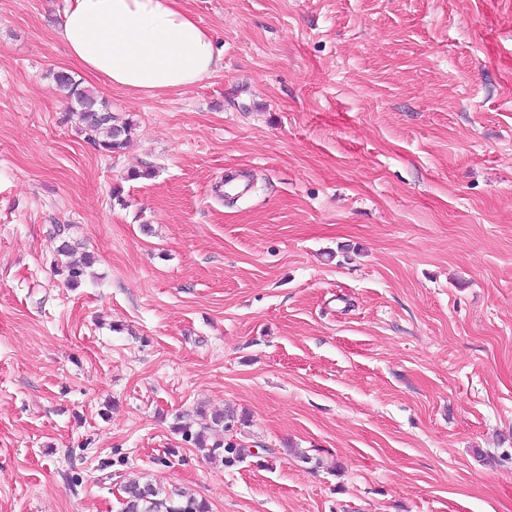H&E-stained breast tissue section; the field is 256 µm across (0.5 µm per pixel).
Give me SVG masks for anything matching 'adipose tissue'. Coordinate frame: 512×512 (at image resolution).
I'll return each mask as SVG.
<instances>
[{
  "mask_svg": "<svg viewBox=\"0 0 512 512\" xmlns=\"http://www.w3.org/2000/svg\"><path fill=\"white\" fill-rule=\"evenodd\" d=\"M56 34L85 71L138 96L200 83L221 60L181 0H66Z\"/></svg>",
  "mask_w": 512,
  "mask_h": 512,
  "instance_id": "ef3b65f1",
  "label": "adipose tissue"
}]
</instances>
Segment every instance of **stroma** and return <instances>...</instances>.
Instances as JSON below:
<instances>
[{
    "label": "stroma",
    "instance_id": "35a3bbf8",
    "mask_svg": "<svg viewBox=\"0 0 512 512\" xmlns=\"http://www.w3.org/2000/svg\"><path fill=\"white\" fill-rule=\"evenodd\" d=\"M183 5L219 69L134 97L70 59L65 0H0V512H119L135 475L211 512H512V0ZM227 407L229 467L173 429ZM52 77L56 85L66 92L67 98L78 105L71 112L76 113L82 129L94 145L108 153L122 149L130 133V124L119 121L105 106L99 105L92 93L82 89L68 72L58 70ZM59 239L60 243L57 247V253L69 259L65 263L63 270L66 273V280L72 286L78 285L92 266L93 257L88 253H82L79 257H76V249L72 241L67 237H60Z\"/></svg>",
    "mask_w": 512,
    "mask_h": 512
}]
</instances>
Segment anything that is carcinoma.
<instances>
[{
  "mask_svg": "<svg viewBox=\"0 0 512 512\" xmlns=\"http://www.w3.org/2000/svg\"><path fill=\"white\" fill-rule=\"evenodd\" d=\"M52 77L56 85L66 92L67 98L77 104L73 112L88 139L108 153L122 149L130 133V124L98 104L92 93L81 88L68 72L58 70L52 73ZM57 253L68 258L64 265L68 284L75 286L81 283L93 264L92 255H76L75 246L67 237L60 238ZM236 418L237 414L231 408L210 415L201 410L196 430L180 424L175 426V430L183 433L185 440L206 457H219L224 465L232 466L243 460L242 449L232 439L218 437V432L230 431ZM120 491V512H209L208 504L202 499L187 496L177 489L168 491L137 478L126 480Z\"/></svg>",
  "mask_w": 512,
  "mask_h": 512,
  "instance_id": "carcinoma-1",
  "label": "carcinoma"
}]
</instances>
